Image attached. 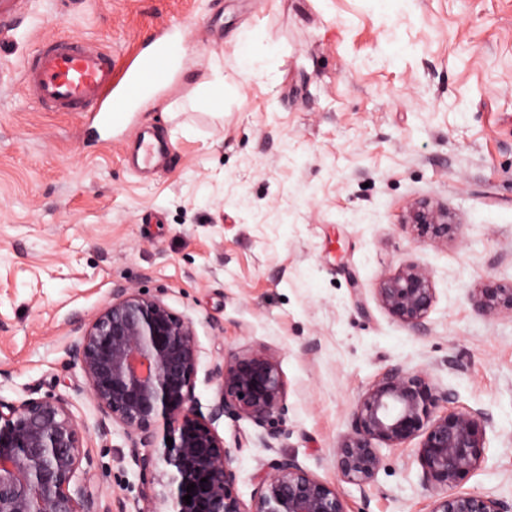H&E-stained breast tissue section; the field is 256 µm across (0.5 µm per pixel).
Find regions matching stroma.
<instances>
[{
	"label": "stroma",
	"instance_id": "obj_1",
	"mask_svg": "<svg viewBox=\"0 0 512 512\" xmlns=\"http://www.w3.org/2000/svg\"><path fill=\"white\" fill-rule=\"evenodd\" d=\"M27 2L0 43V398L70 399L101 512H138L141 481L70 344L116 288L191 320L201 412L226 356H278L285 432L269 445L247 419L215 425L243 501L286 452L337 484L347 512H430L414 443L383 449L363 487L334 464L358 397L394 365L448 390L439 412L491 414L488 462L461 488L511 498L512 312L481 314L472 296L512 281V0ZM164 23L184 30L177 73L122 127L26 97L23 62L44 38L123 60ZM216 79L218 116L196 106ZM145 130L172 151L139 170L128 158ZM422 199L454 215L446 240L403 229ZM408 263L435 289L421 336L375 296Z\"/></svg>",
	"mask_w": 512,
	"mask_h": 512
}]
</instances>
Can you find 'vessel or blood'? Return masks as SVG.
Instances as JSON below:
<instances>
[{
	"label": "vessel or blood",
	"instance_id": "obj_1",
	"mask_svg": "<svg viewBox=\"0 0 512 512\" xmlns=\"http://www.w3.org/2000/svg\"><path fill=\"white\" fill-rule=\"evenodd\" d=\"M176 48L177 33L168 24L121 64L104 45L48 38L23 65L25 90L48 111L83 120L104 114L119 125L143 96L168 80Z\"/></svg>",
	"mask_w": 512,
	"mask_h": 512
}]
</instances>
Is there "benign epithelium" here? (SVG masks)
I'll list each match as a JSON object with an SVG mask.
<instances>
[{
  "mask_svg": "<svg viewBox=\"0 0 512 512\" xmlns=\"http://www.w3.org/2000/svg\"><path fill=\"white\" fill-rule=\"evenodd\" d=\"M454 217L416 201L404 223L431 237H448ZM381 306L417 332L435 300L431 274L406 264L375 288ZM477 310L512 311V282L492 278L473 295ZM103 416L122 426L137 448L142 480L139 512H346L341 492L284 453L262 475L245 504L226 442L214 427L224 415L284 429L286 386L275 353L259 347L233 353L214 368L218 391L208 414L198 409L195 379L200 346L191 321L158 296L112 289L109 301L72 344ZM448 391L428 374L395 365L356 401L350 427L334 449L342 478L365 486L384 466L383 448L417 440L422 485L444 489L431 512H512V500L456 490L486 461L482 410L436 413ZM173 444L156 446L158 426ZM93 459L64 396L0 399V512H99L89 490ZM195 484L194 491L186 488ZM191 495V503L183 500Z\"/></svg>",
  "mask_w": 512,
  "mask_h": 512,
  "instance_id": "obj_1",
  "label": "benign epithelium"
}]
</instances>
